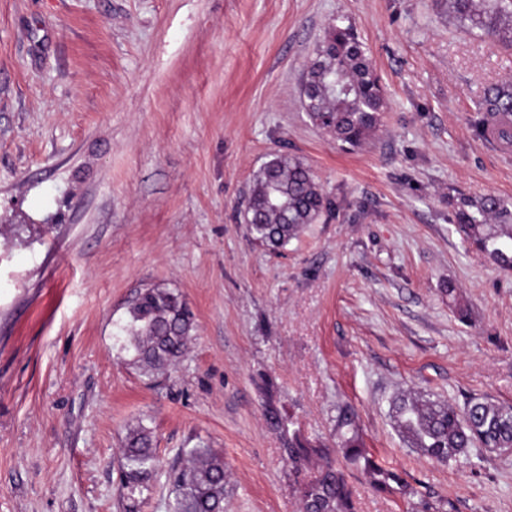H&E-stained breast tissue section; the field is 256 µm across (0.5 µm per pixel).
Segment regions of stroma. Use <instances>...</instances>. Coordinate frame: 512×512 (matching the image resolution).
<instances>
[{
    "instance_id": "stroma-1",
    "label": "stroma",
    "mask_w": 512,
    "mask_h": 512,
    "mask_svg": "<svg viewBox=\"0 0 512 512\" xmlns=\"http://www.w3.org/2000/svg\"><path fill=\"white\" fill-rule=\"evenodd\" d=\"M339 18L386 98L355 150L300 97ZM510 79L512 50L461 29L448 0H0V512H125L120 450L141 421L160 473L135 512H169L166 476L197 447L224 460L227 512H301L269 396L315 445L352 405L366 447L416 490L351 475L358 512H512V452L437 464L389 414L402 391L512 404V273L464 240L451 204L512 200V149L479 110ZM278 152L332 210L273 255L244 214ZM151 286L196 322L154 385L115 336Z\"/></svg>"
}]
</instances>
